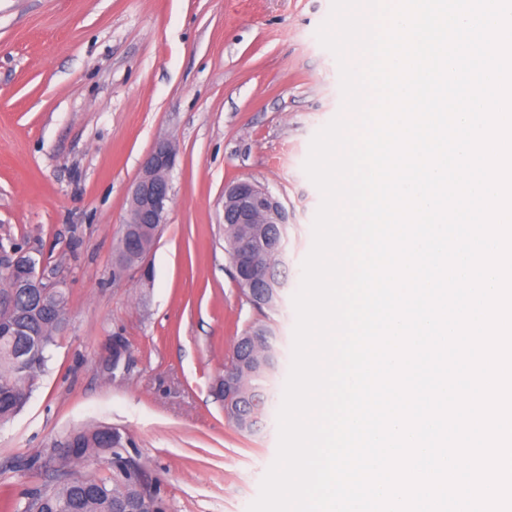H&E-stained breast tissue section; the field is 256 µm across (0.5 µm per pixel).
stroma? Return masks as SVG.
Segmentation results:
<instances>
[{"instance_id": "1", "label": "stroma", "mask_w": 512, "mask_h": 512, "mask_svg": "<svg viewBox=\"0 0 512 512\" xmlns=\"http://www.w3.org/2000/svg\"><path fill=\"white\" fill-rule=\"evenodd\" d=\"M331 0H0V240L38 254L68 322L32 395L0 424V512L51 482L53 444L109 425L163 512H248L273 463L292 297L321 194L303 165L342 108L316 32ZM178 146L151 285L116 254L156 141ZM249 179L290 215L288 286L261 314L224 244V185ZM266 321L278 364L262 426L239 432L214 386ZM122 351L113 354V341Z\"/></svg>"}]
</instances>
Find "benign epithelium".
<instances>
[{
  "mask_svg": "<svg viewBox=\"0 0 512 512\" xmlns=\"http://www.w3.org/2000/svg\"><path fill=\"white\" fill-rule=\"evenodd\" d=\"M177 149L169 140H159L145 159L142 173L131 192L123 239L129 243L139 237L157 240L161 225L166 223L167 204L170 200L169 173L175 165ZM223 220L226 224H261L263 228L253 230L235 244L232 265L237 282L250 285L247 300L257 309L273 310L281 301L287 287V279L270 274L262 277L259 267L265 260H276L286 265L288 245V211L282 201L267 187L251 180H237L224 185ZM0 268L7 271L15 286L24 288H47L36 273V261L29 251L15 246L5 248L0 244ZM256 337H239L238 353L231 356L224 367V377L218 382L224 394V403L239 398L238 374L245 367V360L255 344ZM265 391L252 394L246 407L252 412H242L239 428L247 433L259 428Z\"/></svg>",
  "mask_w": 512,
  "mask_h": 512,
  "instance_id": "benign-epithelium-1",
  "label": "benign epithelium"
}]
</instances>
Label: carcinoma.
I'll return each mask as SVG.
<instances>
[{
  "label": "carcinoma",
  "mask_w": 512,
  "mask_h": 512,
  "mask_svg": "<svg viewBox=\"0 0 512 512\" xmlns=\"http://www.w3.org/2000/svg\"><path fill=\"white\" fill-rule=\"evenodd\" d=\"M67 296L60 288L16 290L11 312L0 316V324L16 326L17 335H0V422L16 416L24 408L49 359V350L63 330L67 315ZM268 337L257 338L252 360L240 375L241 389L260 387L264 379L263 353ZM120 430L106 426L81 429L56 444L58 448L74 447L65 467L100 452L125 447ZM124 494L135 499L140 512H162L156 497H145L137 479L130 473H119L112 479L93 476H70L52 486L31 494L24 512H113L112 501Z\"/></svg>",
  "instance_id": "obj_1"
}]
</instances>
